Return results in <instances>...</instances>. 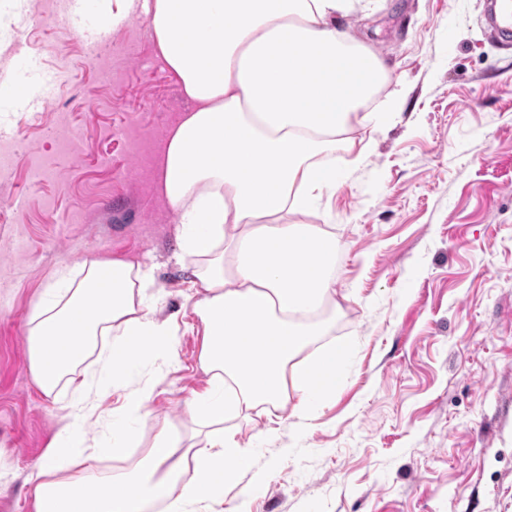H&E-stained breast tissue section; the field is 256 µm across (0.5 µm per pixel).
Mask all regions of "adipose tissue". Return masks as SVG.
Instances as JSON below:
<instances>
[{"mask_svg": "<svg viewBox=\"0 0 512 512\" xmlns=\"http://www.w3.org/2000/svg\"><path fill=\"white\" fill-rule=\"evenodd\" d=\"M360 0H141L158 56L189 104L170 130L159 190L176 214L182 257L194 270L191 311L203 327L199 357L211 392L193 399L210 424L267 415L288 400V372L303 385L292 414L309 422L336 390L342 345L315 364L300 354L324 335L336 305V234L289 222L292 213L336 191L324 159L345 138L357 160L391 119L397 91L375 51L340 27ZM384 94L379 106L374 95ZM84 276L60 270L28 321L29 369L45 394L75 385L70 421L50 445L33 486L35 512H224V484L250 470L252 453L232 430L185 444L161 428L138 461L97 478L60 475L63 460L86 455V424L122 387L143 353L176 358L175 325L156 316L145 266L90 260ZM112 339L109 352L98 338ZM92 380L78 368L89 358ZM192 458L195 480L183 476Z\"/></svg>", "mask_w": 512, "mask_h": 512, "instance_id": "1", "label": "adipose tissue"}]
</instances>
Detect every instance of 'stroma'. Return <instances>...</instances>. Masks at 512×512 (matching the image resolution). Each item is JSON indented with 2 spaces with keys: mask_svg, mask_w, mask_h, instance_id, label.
I'll use <instances>...</instances> for the list:
<instances>
[{
  "mask_svg": "<svg viewBox=\"0 0 512 512\" xmlns=\"http://www.w3.org/2000/svg\"><path fill=\"white\" fill-rule=\"evenodd\" d=\"M51 0H0V75L39 82L41 105L0 97L14 158L0 169V512H34L31 488L67 424L72 386L45 394L29 371L28 318L59 268L123 257L152 269L158 318L178 314L177 361L144 355L150 381L135 447L93 459L121 472L163 425L202 430L186 403L206 392L203 329L182 310L189 259L157 192L170 127L187 107L156 60L146 19L91 0L56 28ZM482 0H372L340 21L400 89L369 161L328 150L340 185L303 216L336 227V321L351 353L336 391L299 425L234 416L253 467L224 485L235 512H512V45L481 23Z\"/></svg>",
  "mask_w": 512,
  "mask_h": 512,
  "instance_id": "1",
  "label": "stroma"
}]
</instances>
